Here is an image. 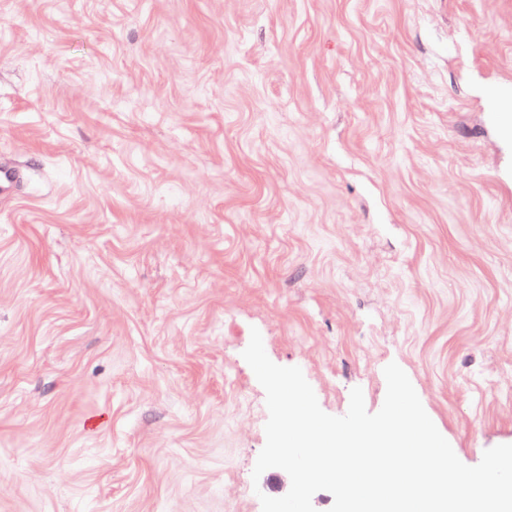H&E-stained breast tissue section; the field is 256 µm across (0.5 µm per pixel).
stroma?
<instances>
[{
  "label": "stroma",
  "mask_w": 512,
  "mask_h": 512,
  "mask_svg": "<svg viewBox=\"0 0 512 512\" xmlns=\"http://www.w3.org/2000/svg\"><path fill=\"white\" fill-rule=\"evenodd\" d=\"M512 0H0V512H262L242 353L512 444ZM25 170L14 163L0 161V197L17 190L25 177Z\"/></svg>",
  "instance_id": "35a3bbf8"
}]
</instances>
